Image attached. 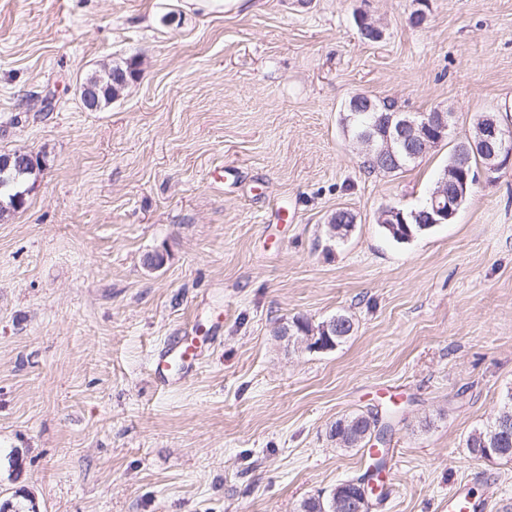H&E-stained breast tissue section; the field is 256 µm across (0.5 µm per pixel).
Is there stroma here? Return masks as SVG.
<instances>
[{
    "label": "stroma",
    "instance_id": "1",
    "mask_svg": "<svg viewBox=\"0 0 512 512\" xmlns=\"http://www.w3.org/2000/svg\"><path fill=\"white\" fill-rule=\"evenodd\" d=\"M126 61L138 79L86 110L79 81ZM358 93L452 112L448 141L366 172ZM485 114L512 125V0H0V153L39 161L0 220V502L295 512L370 464L331 425L394 402L371 512H448L462 483L512 512V461L465 448L512 390V163L451 223L405 243L378 223ZM218 314L199 368L159 388L154 353ZM336 314L355 331L335 349L276 336Z\"/></svg>",
    "mask_w": 512,
    "mask_h": 512
}]
</instances>
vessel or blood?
Listing matches in <instances>:
<instances>
[{"instance_id": "1", "label": "vessel or blood", "mask_w": 512, "mask_h": 512, "mask_svg": "<svg viewBox=\"0 0 512 512\" xmlns=\"http://www.w3.org/2000/svg\"><path fill=\"white\" fill-rule=\"evenodd\" d=\"M212 331L193 332L180 336L154 357L152 373L158 384L171 387L181 383L197 367L205 352L214 344Z\"/></svg>"}]
</instances>
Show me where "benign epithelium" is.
<instances>
[{
  "instance_id": "obj_1",
  "label": "benign epithelium",
  "mask_w": 512,
  "mask_h": 512,
  "mask_svg": "<svg viewBox=\"0 0 512 512\" xmlns=\"http://www.w3.org/2000/svg\"><path fill=\"white\" fill-rule=\"evenodd\" d=\"M79 94L85 109L96 111L101 108L100 89L94 83L82 82ZM452 117L453 113L441 109L421 115L391 112L382 116L385 132L381 133L382 144L378 147L376 156H391L395 144L403 146L410 157L430 151L448 139ZM473 151L491 154V159L495 160V163L488 165L483 174L487 180H493V174L498 166L512 161V128L503 126L492 117H487L478 129L477 139L468 144L464 142L457 148L455 162L452 165L456 180L450 183L444 178L439 182L438 189L429 200L431 212L427 213L428 224H446L457 214L468 188L477 181V177L471 176L469 168V157ZM34 165L36 159L25 151H16L0 158V172L3 174L11 169L20 171ZM337 324L338 319L335 317L320 324V328L324 330L325 341L313 346V349L324 351L333 344L332 336L336 335ZM359 490L361 497L347 501L338 495V489H333L327 498L330 512H364L363 504L368 502L370 491L362 486Z\"/></svg>"
}]
</instances>
